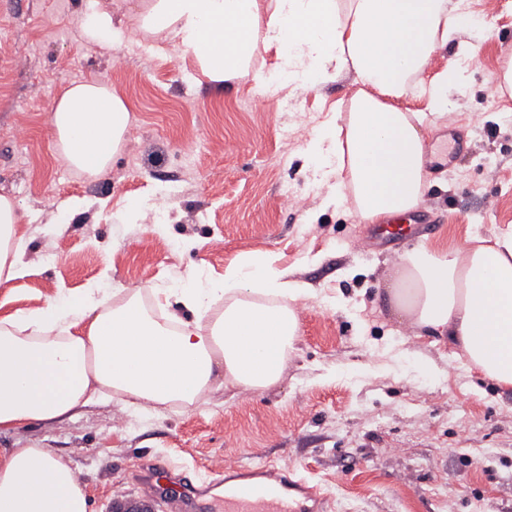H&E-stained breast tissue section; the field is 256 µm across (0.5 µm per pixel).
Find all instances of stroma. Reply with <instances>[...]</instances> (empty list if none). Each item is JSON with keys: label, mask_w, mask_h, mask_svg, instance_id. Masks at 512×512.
Returning <instances> with one entry per match:
<instances>
[{"label": "stroma", "mask_w": 512, "mask_h": 512, "mask_svg": "<svg viewBox=\"0 0 512 512\" xmlns=\"http://www.w3.org/2000/svg\"><path fill=\"white\" fill-rule=\"evenodd\" d=\"M473 48L448 116L467 149L430 171L427 246L512 225V98L493 76L512 48V0H465ZM89 0H0V194L22 202L30 272L0 288V313L44 307L110 270L116 288L219 284L261 255L314 288L280 382L217 389L190 407L144 412L101 397L77 417L0 434V450L46 448L79 472L89 512L139 493L138 467L209 478L217 461L297 468L327 512H512V391L468 369L448 338L415 336L392 314L385 277L400 259L360 253L366 225L312 163L315 128L349 110L352 73L315 91L261 94L207 82L194 59L137 33L108 49L82 28ZM101 81L131 106L132 132L99 178L57 155L50 116L70 84ZM190 154L179 155L183 144ZM301 206L279 207L282 184ZM167 200L162 224L152 218Z\"/></svg>", "instance_id": "obj_1"}]
</instances>
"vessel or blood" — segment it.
<instances>
[{
    "label": "vessel or blood",
    "mask_w": 512,
    "mask_h": 512,
    "mask_svg": "<svg viewBox=\"0 0 512 512\" xmlns=\"http://www.w3.org/2000/svg\"><path fill=\"white\" fill-rule=\"evenodd\" d=\"M427 222V216L420 214L393 217L382 230L361 238V247L366 250L377 242L402 241L408 237L410 225L421 226ZM218 489L224 492V512H324L325 509L324 499L313 487L273 462L248 468L224 465L214 470L211 481L196 486L150 461L145 465L140 497L147 502H164L169 512H187L195 500Z\"/></svg>",
    "instance_id": "1"
}]
</instances>
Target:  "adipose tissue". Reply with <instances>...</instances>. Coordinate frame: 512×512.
I'll return each instance as SVG.
<instances>
[{
	"mask_svg": "<svg viewBox=\"0 0 512 512\" xmlns=\"http://www.w3.org/2000/svg\"><path fill=\"white\" fill-rule=\"evenodd\" d=\"M140 29L170 37L209 81L250 80L275 92L311 91L354 75L343 122L310 140L314 163L330 167L338 196L352 195L375 224L423 200L427 118H444L452 69L431 73L436 51L458 39L470 17L459 0H137ZM274 51L268 72L252 70L257 50ZM419 86L426 108L399 106ZM50 124L56 151L90 177L108 172L130 126L129 108L101 81L70 85ZM24 207L0 195V285L23 278ZM392 312L419 336H445L457 355L512 391V225L447 250L405 253L390 279ZM306 285L258 256L227 269L220 286L188 275L176 289L191 319L159 321L144 292L120 304L100 288L67 293L45 307L0 318V433L74 416L104 391L140 408L194 405L215 387L259 392L279 383L299 334L296 304ZM224 311L213 316L212 307ZM0 512H88L71 462L44 448L0 453Z\"/></svg>",
	"mask_w": 512,
	"mask_h": 512,
	"instance_id": "1",
	"label": "adipose tissue"
}]
</instances>
